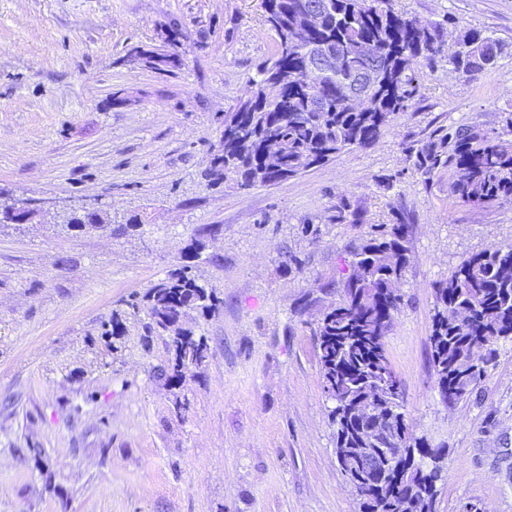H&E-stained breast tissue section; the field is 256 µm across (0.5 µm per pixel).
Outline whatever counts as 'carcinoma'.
<instances>
[{
  "label": "carcinoma",
  "mask_w": 512,
  "mask_h": 512,
  "mask_svg": "<svg viewBox=\"0 0 512 512\" xmlns=\"http://www.w3.org/2000/svg\"><path fill=\"white\" fill-rule=\"evenodd\" d=\"M265 21L275 33L271 59L258 69L252 105L236 107L234 138L221 139L210 152L202 177L219 187L232 181L241 188L297 177L336 154L378 141L396 116L418 94L416 68L425 60L446 59L462 74L493 67L500 45L483 31L455 27L452 44L444 24L394 11L390 0H262ZM322 9L318 28L295 29L298 17ZM324 42L339 63L314 91L304 79L311 44ZM140 62L160 70L181 64L178 46L163 52L137 49ZM368 69L378 71L379 87L371 99L354 106L346 88ZM512 113L504 116L503 134L474 126L439 130L420 147L409 143L407 159L418 173H452L451 196L466 204L512 203ZM408 225L398 216L379 224L352 253V269L338 305L324 313L314 331L323 390L332 403L334 451L342 474L355 489L359 512H437L442 482L441 449L413 430L403 411L398 380L391 374L386 346L392 318L402 303L397 288L410 262ZM194 250L143 295L123 301L127 313L144 318L148 333L166 336L169 358L159 368L175 385L188 366L208 358L207 337L178 326L186 309L205 316L219 311L222 300L194 274ZM125 320L117 314L101 324L105 339L123 336ZM430 360L440 399L453 406L474 393L497 356L501 342H512V243L492 245L464 258L434 289ZM376 400L372 413L357 407ZM376 432L372 454L357 455L366 430Z\"/></svg>",
  "instance_id": "obj_1"
}]
</instances>
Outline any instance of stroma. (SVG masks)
<instances>
[{"label": "stroma", "mask_w": 512, "mask_h": 512, "mask_svg": "<svg viewBox=\"0 0 512 512\" xmlns=\"http://www.w3.org/2000/svg\"><path fill=\"white\" fill-rule=\"evenodd\" d=\"M494 38L493 69L416 71L420 91L372 146L295 178L237 189L201 177L270 59L262 0H0V187L98 198L113 229L0 224V512H358L332 442L313 334L353 248L401 215L411 229L387 348L417 435L444 449L438 512H512V344L474 396L443 405L430 362L433 287L468 255L512 243V205H467L403 150L448 125L499 131L512 112V0H392ZM177 44L170 72L131 48ZM348 202L363 221L336 220ZM143 219L121 234L116 225ZM202 244L191 310L206 362L172 386L164 338L103 322Z\"/></svg>", "instance_id": "obj_1"}]
</instances>
